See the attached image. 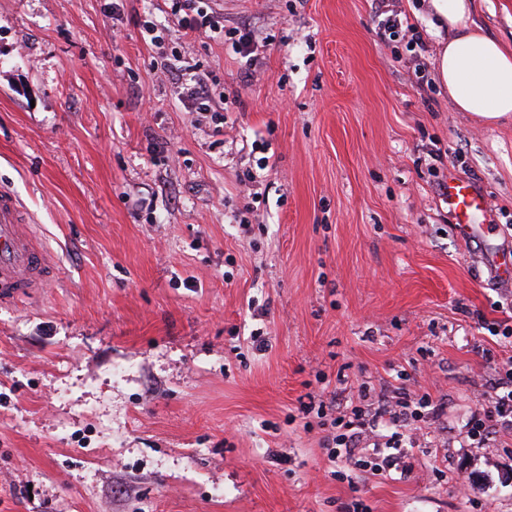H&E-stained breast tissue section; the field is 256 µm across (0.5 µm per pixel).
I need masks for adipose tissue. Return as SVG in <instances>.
I'll return each instance as SVG.
<instances>
[{
  "label": "adipose tissue",
  "instance_id": "1",
  "mask_svg": "<svg viewBox=\"0 0 512 512\" xmlns=\"http://www.w3.org/2000/svg\"><path fill=\"white\" fill-rule=\"evenodd\" d=\"M436 31L448 37L433 62L458 111L488 124L512 118V51L485 34L471 0H429Z\"/></svg>",
  "mask_w": 512,
  "mask_h": 512
}]
</instances>
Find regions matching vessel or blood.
<instances>
[{"label": "vessel or blood", "mask_w": 512, "mask_h": 512, "mask_svg": "<svg viewBox=\"0 0 512 512\" xmlns=\"http://www.w3.org/2000/svg\"><path fill=\"white\" fill-rule=\"evenodd\" d=\"M443 199L463 237L480 238L483 225L476 219L485 215L488 202L475 185L452 178L445 183ZM29 216L10 192L0 191V298L9 300L43 287L54 275L53 259L41 248L36 236L27 230Z\"/></svg>", "instance_id": "1"}]
</instances>
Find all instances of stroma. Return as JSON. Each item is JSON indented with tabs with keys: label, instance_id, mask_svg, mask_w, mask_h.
Returning <instances> with one entry per match:
<instances>
[{
	"label": "stroma",
	"instance_id": "35a3bbf8",
	"mask_svg": "<svg viewBox=\"0 0 512 512\" xmlns=\"http://www.w3.org/2000/svg\"><path fill=\"white\" fill-rule=\"evenodd\" d=\"M474 5L512 47V0ZM202 6L265 47L169 0H0V188L58 264L0 301V512H512V436L469 438L512 359V121L420 86L372 0ZM363 385L441 412L354 490L303 408ZM171 15L183 28L191 32H199L202 28H208L213 33L222 32L220 21L207 12L201 10L199 0H171ZM219 26V27H218ZM224 37H228V39L233 40V46H235L238 49V52L242 53L244 56H249L255 53V50L258 49L259 39L253 30L246 31L245 28L244 31L239 30L238 28L227 31L225 30ZM442 194L448 204V212L463 237L479 239L484 233V224H476L475 221L487 213L488 202L484 195L472 182L457 178L448 179Z\"/></svg>",
	"mask_w": 512,
	"mask_h": 512
}]
</instances>
